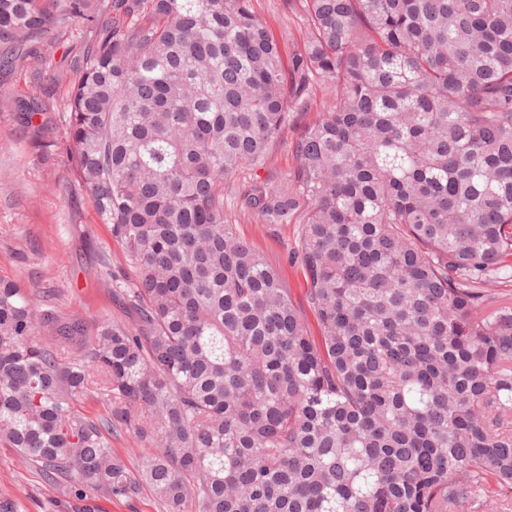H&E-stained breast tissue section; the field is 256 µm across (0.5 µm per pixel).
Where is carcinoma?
<instances>
[{
    "instance_id": "carcinoma-1",
    "label": "carcinoma",
    "mask_w": 512,
    "mask_h": 512,
    "mask_svg": "<svg viewBox=\"0 0 512 512\" xmlns=\"http://www.w3.org/2000/svg\"><path fill=\"white\" fill-rule=\"evenodd\" d=\"M288 3L307 36L286 54L252 0H0L6 70L85 24L67 137L134 273L112 277L125 322L0 278V447L73 512L145 488L164 512H480L487 475L512 491V302L486 287L512 257V0ZM318 83L295 169L242 194L301 225L315 338L224 199ZM112 448L132 469L137 463L143 445L133 435L121 432L112 435Z\"/></svg>"
}]
</instances>
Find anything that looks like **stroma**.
I'll return each instance as SVG.
<instances>
[{
  "label": "stroma",
  "mask_w": 512,
  "mask_h": 512,
  "mask_svg": "<svg viewBox=\"0 0 512 512\" xmlns=\"http://www.w3.org/2000/svg\"><path fill=\"white\" fill-rule=\"evenodd\" d=\"M252 4L285 49L303 43L307 33L303 18L288 10L284 0H252ZM82 31L79 22L64 31H49L45 39L55 46L51 61L27 57L0 72V87L6 91L0 96V277L20 279L37 297L52 292L63 313H76L91 322L120 321L124 314L103 269L108 266L126 276L131 270L77 180L65 135L66 101ZM24 96L36 99L41 107L28 120L16 103ZM328 99L323 86L314 87L307 112L274 146L268 167L259 172L261 179L274 181L294 169L291 142L298 127L324 111ZM249 186V180H238L226 216L247 242L275 262L309 332L318 335L307 301V274L293 256L299 229L294 224H265L244 212L240 194ZM4 494L19 502L21 512H70L68 500L9 448H0V495Z\"/></svg>",
  "instance_id": "stroma-1"
}]
</instances>
